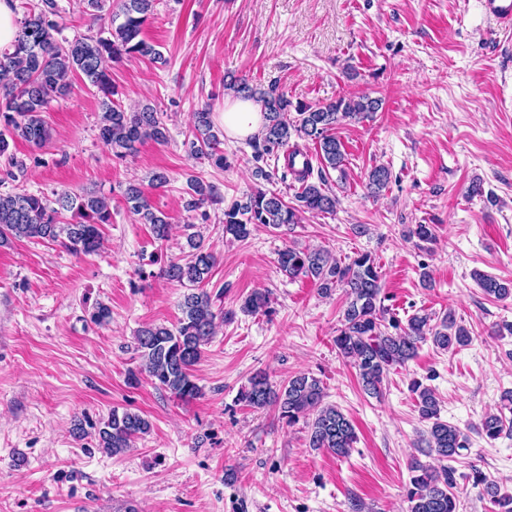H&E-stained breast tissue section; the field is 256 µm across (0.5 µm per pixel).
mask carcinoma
<instances>
[{
  "mask_svg": "<svg viewBox=\"0 0 512 512\" xmlns=\"http://www.w3.org/2000/svg\"><path fill=\"white\" fill-rule=\"evenodd\" d=\"M83 2L84 12L100 22L97 33L64 37L65 24L58 0H37L25 7L19 35L12 46L0 51V158L4 159L1 183L6 179L18 180L26 169V164L9 152L10 141L20 138L39 147L48 139L42 112L51 99L70 92L71 79L76 74L101 95L99 139L112 156L123 159L134 155L138 146L148 140L158 144L167 140L166 130L153 108L145 106L138 112H129L115 103L110 78L111 64L124 58H146L167 64L163 54L143 37V29L153 14L154 0H120L119 11L113 14L104 12L107 0ZM224 93L251 99L264 113L263 129L253 140L255 161L288 148L295 135L312 141L321 167L333 170L341 169L344 162L342 144L333 130L344 119L365 118L379 108V101L366 95L318 105H295L287 94L274 88H258L245 79L224 83ZM292 110L297 114L293 119L288 117ZM221 136L223 132L215 126L212 112L205 108L193 113L186 142L192 154L224 167ZM299 154L300 149L294 148L287 164L295 180L301 183V191L296 195L298 205L290 206L280 194L258 189L224 209V234L244 240L259 224L273 229L288 228L301 223L304 212L334 211L336 198L326 192L325 178L319 177L317 183L309 181L313 172L311 162H305L300 171L294 169V158ZM389 179L386 167L375 166L368 174V188L376 193ZM187 185L188 210L197 211L215 201L212 186L202 179L191 178ZM122 196L129 213L139 223L151 225L156 239L168 238L170 217L153 207L140 185H127ZM66 212L71 213L72 221L64 220ZM110 223L111 199L101 193L77 195L62 190L53 193L51 199L24 191L0 194V245L11 239L43 240L58 244L70 254L90 255L102 247L100 226ZM187 243L188 258L170 262L163 269V276L198 286L208 280L215 258L204 248L200 235H188ZM277 268L290 279L312 280L324 295L337 288L345 291L347 305L334 344L338 355L358 371L362 387L369 395L381 394L389 367L413 359L419 343L429 339L435 347L453 352L472 342L468 329L457 324L450 314L434 324L431 315L416 313L404 327L395 317L387 316L381 298V272L367 253L346 263L325 249L286 247L277 254ZM477 284L495 299L512 297V281L479 274ZM269 303L268 294L252 292L244 298L240 310L251 315L266 314ZM180 308L182 317L174 328L148 325L138 331L136 351L141 366L139 371L129 373L128 381L135 385L144 374L156 388L180 399H194L201 388L191 374V367L214 336L216 314L210 294L203 289L184 295ZM412 391L417 395L419 416L428 423L421 447L444 465L435 467L417 458L412 460L407 512H458L453 492L456 468L448 462L464 456L469 438L459 427L441 419L432 388L415 381ZM240 399L257 409L272 407L290 424L308 419V444L315 450L345 457L356 442L351 420L336 406L323 404L324 388L316 377L300 374L277 385L267 376L256 374L241 391ZM480 429L490 440L512 436V420L502 412L488 413L482 418ZM149 430L150 422L142 415L114 410L97 431L98 447L117 455ZM474 485L482 486L481 496L495 512H512V494L502 491L497 481L476 469Z\"/></svg>",
  "mask_w": 512,
  "mask_h": 512,
  "instance_id": "cac0c4a2",
  "label": "carcinoma"
}]
</instances>
